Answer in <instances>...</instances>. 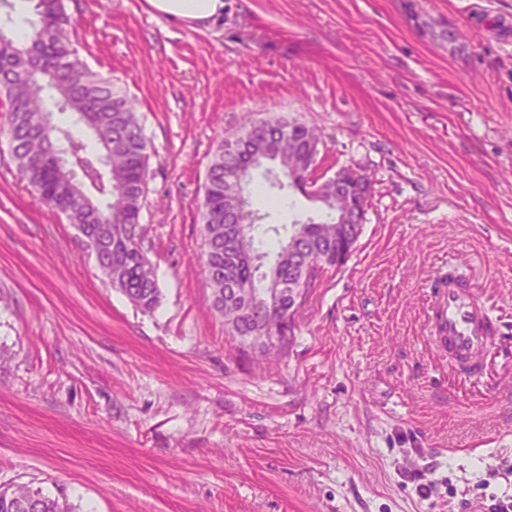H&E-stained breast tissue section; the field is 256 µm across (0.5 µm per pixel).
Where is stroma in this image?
Wrapping results in <instances>:
<instances>
[{"mask_svg": "<svg viewBox=\"0 0 512 512\" xmlns=\"http://www.w3.org/2000/svg\"><path fill=\"white\" fill-rule=\"evenodd\" d=\"M103 2L66 5L81 58L140 104L160 302L112 286L0 134V484L63 488L78 512L512 500V0H224L201 31ZM273 115L318 130L320 173L372 189L354 251L265 360L211 308L200 206L222 138ZM249 191L266 225L324 213L262 168ZM444 263L498 327L474 379L426 333Z\"/></svg>", "mask_w": 512, "mask_h": 512, "instance_id": "35a3bbf8", "label": "stroma"}]
</instances>
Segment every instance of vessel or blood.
I'll return each instance as SVG.
<instances>
[{"mask_svg":"<svg viewBox=\"0 0 512 512\" xmlns=\"http://www.w3.org/2000/svg\"><path fill=\"white\" fill-rule=\"evenodd\" d=\"M426 310L431 335L463 365L481 363L491 342L489 317L471 283L435 278Z\"/></svg>","mask_w":512,"mask_h":512,"instance_id":"obj_1","label":"vessel or blood"}]
</instances>
